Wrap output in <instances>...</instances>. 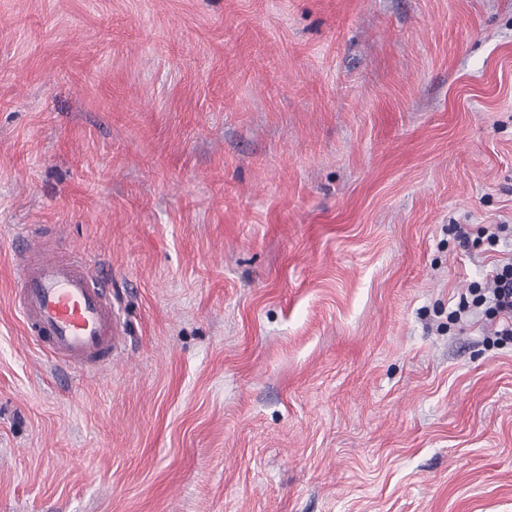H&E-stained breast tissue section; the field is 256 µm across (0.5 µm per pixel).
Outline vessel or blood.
Returning <instances> with one entry per match:
<instances>
[{
  "label": "vessel or blood",
  "mask_w": 512,
  "mask_h": 512,
  "mask_svg": "<svg viewBox=\"0 0 512 512\" xmlns=\"http://www.w3.org/2000/svg\"><path fill=\"white\" fill-rule=\"evenodd\" d=\"M26 333L57 361L95 370L111 363L123 329L103 279L82 259L56 260L31 239L14 293Z\"/></svg>",
  "instance_id": "obj_1"
}]
</instances>
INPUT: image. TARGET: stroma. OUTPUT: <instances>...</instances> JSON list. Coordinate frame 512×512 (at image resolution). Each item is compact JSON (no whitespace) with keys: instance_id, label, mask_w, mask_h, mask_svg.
Masks as SVG:
<instances>
[{"instance_id":"obj_1","label":"stroma","mask_w":512,"mask_h":512,"mask_svg":"<svg viewBox=\"0 0 512 512\" xmlns=\"http://www.w3.org/2000/svg\"><path fill=\"white\" fill-rule=\"evenodd\" d=\"M511 260L512 0H0V512H512ZM43 250L39 236L31 238L20 261L13 301L26 333L70 367L111 363L125 339L109 287L87 261L56 260ZM489 298L499 313L512 320V264L508 263L493 278Z\"/></svg>"}]
</instances>
